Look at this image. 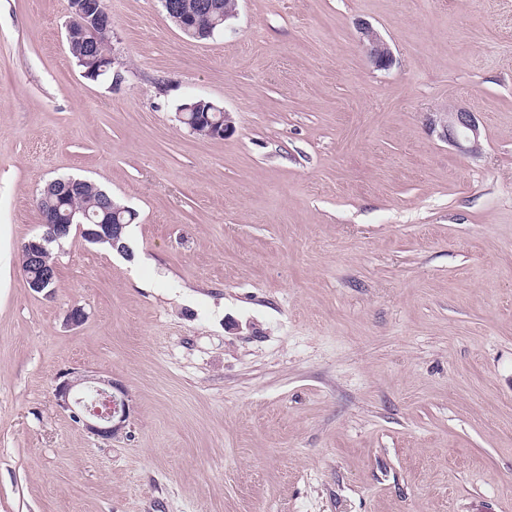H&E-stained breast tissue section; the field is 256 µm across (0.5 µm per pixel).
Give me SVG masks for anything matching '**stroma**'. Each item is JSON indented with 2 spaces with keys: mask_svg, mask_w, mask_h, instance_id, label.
Segmentation results:
<instances>
[{
  "mask_svg": "<svg viewBox=\"0 0 512 512\" xmlns=\"http://www.w3.org/2000/svg\"><path fill=\"white\" fill-rule=\"evenodd\" d=\"M64 3L0 0V512H512V0H240L206 40L106 0L117 86ZM451 105L478 153L429 132ZM64 176L139 218L129 258L53 245L45 296ZM69 371L124 387L121 434L57 406ZM357 31L360 44L374 67L380 70L389 69L393 64L394 58L384 38L372 25L364 21L357 23ZM200 101L204 102L203 109H208V116L199 115V119L196 120L195 126L190 129L193 133H205L208 134L211 138L222 139L225 136L231 134L235 130L234 119L229 112L223 110V108L219 107L214 102L203 98V97H190L187 98L181 105H179L178 111L184 108L185 105H196ZM212 104L213 106H211ZM216 122L218 125H215L209 118ZM224 126H221V125ZM221 126V127H220ZM41 213L42 224L46 228L45 233L42 236H40L39 240H30L24 245V249L29 253L30 259L39 264L42 262V254L47 251V244L65 235L68 236L73 226V224H57L58 222L56 220V217L54 213L51 211H43ZM65 237L61 239H64ZM24 249H22V270L26 271L27 277L37 279L40 276L41 271L38 268L31 267V262L27 259V254ZM45 256L46 262L48 264L54 263L52 253L49 251V249ZM52 268L53 266H51L48 271L44 268L45 271L43 274V278L36 282L33 280H29L28 283L25 276L27 286H29L28 284H30L34 291L39 293L43 292L44 282L47 281V279H49L48 277L50 275V269Z\"/></svg>",
  "mask_w": 512,
  "mask_h": 512,
  "instance_id": "stroma-1",
  "label": "stroma"
}]
</instances>
